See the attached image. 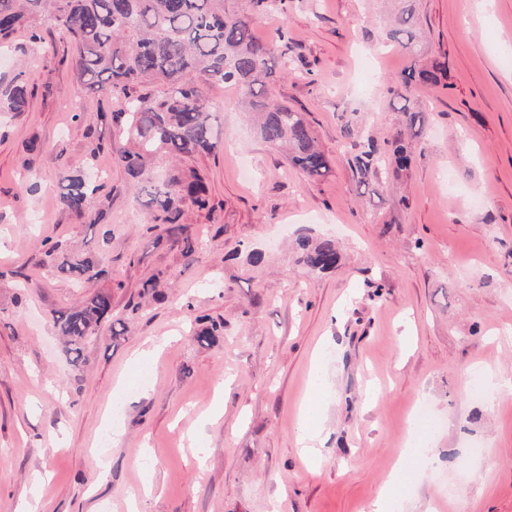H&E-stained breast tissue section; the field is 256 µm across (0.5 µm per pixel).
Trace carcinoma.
Here are the masks:
<instances>
[{"mask_svg":"<svg viewBox=\"0 0 512 512\" xmlns=\"http://www.w3.org/2000/svg\"><path fill=\"white\" fill-rule=\"evenodd\" d=\"M401 2L387 38L407 48L415 38L418 19L414 0ZM256 20V12L229 10L224 0H0V41L24 25L51 22L74 47L82 83L92 91L108 90L121 98V111L110 113L112 125L126 141L117 161L131 178L135 199L146 197L152 223L167 225L168 236L181 244L184 256L192 257L199 245L185 234L177 218L186 205L208 207L203 181L194 169L161 179L155 168L214 149L215 107L200 82L235 86L237 105L257 118L261 139L272 149L286 151L287 159L307 176L319 179L331 172V161L318 148L303 113L269 95V85L294 67L287 52L256 39ZM442 71L440 66L430 70L411 66L397 84L437 85ZM26 106L21 84L11 85L0 97V112H23ZM342 133L358 147L352 164L362 182L379 177L388 155L399 170L410 164L399 135L386 153L350 124ZM64 181V206L90 225L101 223L102 214L90 206L96 191L90 181L80 174L68 175ZM299 248L302 261L319 273L335 269L340 261L330 241L303 238ZM46 256L56 261L60 274L77 284L104 274L58 243L47 249ZM105 319L119 325L113 336L124 334L126 323L112 319V297L104 291L53 316L74 366H79L81 343ZM197 324L195 340L202 345L215 343L224 332V323L204 316L197 318Z\"/></svg>","mask_w":512,"mask_h":512,"instance_id":"obj_1","label":"carcinoma"}]
</instances>
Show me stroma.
Listing matches in <instances>:
<instances>
[{
  "label": "stroma",
  "mask_w": 512,
  "mask_h": 512,
  "mask_svg": "<svg viewBox=\"0 0 512 512\" xmlns=\"http://www.w3.org/2000/svg\"><path fill=\"white\" fill-rule=\"evenodd\" d=\"M415 5L412 53L381 46L400 0H285L256 21L298 64L272 96L303 112L332 173L309 178L209 85L215 147L184 162L209 206L178 218L201 244L191 260L132 196L100 118L111 92L79 85L50 23L11 38L0 88L20 78L28 106L0 112V512H127L133 497L141 512H368L385 487L388 512H512V397L497 395L512 377V0ZM438 63V85L392 93ZM405 105L424 116L409 167L360 184L344 124L383 147ZM77 173L100 186L97 226L60 201ZM302 236L336 242L333 272L298 262ZM48 243L105 277L71 283ZM154 276L158 300L141 295ZM100 290L127 330L102 323L76 368L52 317ZM204 315L224 323L211 346L193 338ZM475 368L480 398L461 382ZM311 421L317 461L298 444Z\"/></svg>",
  "instance_id": "stroma-1"
}]
</instances>
